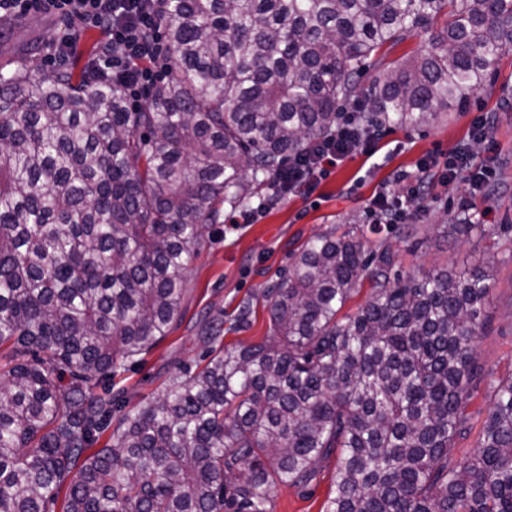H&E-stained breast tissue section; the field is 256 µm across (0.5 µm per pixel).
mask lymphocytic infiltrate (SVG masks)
I'll return each mask as SVG.
<instances>
[{"label":"lymphocytic infiltrate","mask_w":512,"mask_h":512,"mask_svg":"<svg viewBox=\"0 0 512 512\" xmlns=\"http://www.w3.org/2000/svg\"><path fill=\"white\" fill-rule=\"evenodd\" d=\"M155 0H0V10L16 13L44 12L56 15L72 30L97 31L105 47L92 58L95 74L106 81L124 82L133 103H140L158 80V63L162 47L155 32ZM494 122L489 112H480L471 121L469 143L460 144L449 152L446 160L431 156L417 166L416 174L396 172L400 183L399 195L387 191L374 194L367 210L374 222L413 224L426 212L431 179L444 183L463 179L467 190L457 199V209L469 213L476 198L488 195L495 171L485 160L473 153L471 143L484 144L486 152L496 145L488 140L487 131ZM379 139L377 130L360 128L356 113L343 109L330 137L317 141L310 154L293 160L288 173L276 176L273 184L280 192L296 189L315 191L333 168L355 155L373 156Z\"/></svg>","instance_id":"lymphocytic-infiltrate-1"}]
</instances>
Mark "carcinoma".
<instances>
[{
	"label": "carcinoma",
	"instance_id": "carcinoma-1",
	"mask_svg": "<svg viewBox=\"0 0 512 512\" xmlns=\"http://www.w3.org/2000/svg\"><path fill=\"white\" fill-rule=\"evenodd\" d=\"M170 62L147 102L90 71L40 73L0 17V512H271L278 483L324 512H512V374L475 354L491 262L402 276L391 245L333 228L263 293L271 335L199 328L131 403L123 377L183 319L186 272L222 207L333 134L357 79L362 127L466 106L512 47V0H156ZM426 31L431 49L378 57ZM496 224H450L448 237ZM408 240L414 224L374 225ZM371 293L339 317L363 279ZM490 410L454 463L471 389ZM335 465V457L320 464L319 475L309 492H301L286 484L274 486L270 495L272 512H324Z\"/></svg>",
	"mask_w": 512,
	"mask_h": 512
}]
</instances>
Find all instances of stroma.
I'll use <instances>...</instances> for the list:
<instances>
[{"label":"stroma","instance_id":"obj_1","mask_svg":"<svg viewBox=\"0 0 512 512\" xmlns=\"http://www.w3.org/2000/svg\"><path fill=\"white\" fill-rule=\"evenodd\" d=\"M491 112L495 123L491 135L498 148L497 182L488 200L477 201L471 217L491 208L492 223L501 230L490 237L472 231L468 237L448 239L445 227L458 223L456 199L466 190L464 182L435 185L417 238L394 241L395 269L418 274L444 267L460 271L492 261L493 290L487 309L486 330L477 345L485 368L505 375L512 372V50L506 51L485 87L466 109L448 112L422 127L384 128L374 156H355L337 166L313 193L296 191L272 199L271 187L262 197L272 203L252 224H232L230 208H223V221L212 225L206 243L189 266L188 293L181 324L125 381L132 401L158 393L179 366L195 364L201 354L198 324L221 319L225 345H248L269 336L270 322L262 299L288 266V255L305 240L332 228L366 227L367 200L381 188L395 189L394 171L414 172L427 154H448L467 139L476 112ZM251 301L250 325L235 329L234 317L243 301ZM489 401L484 387L473 388L466 412L471 429L458 438L454 461L470 460L487 416ZM335 460L320 464L319 475L309 492L285 484L271 490L272 512H324Z\"/></svg>","mask_w":512,"mask_h":512}]
</instances>
